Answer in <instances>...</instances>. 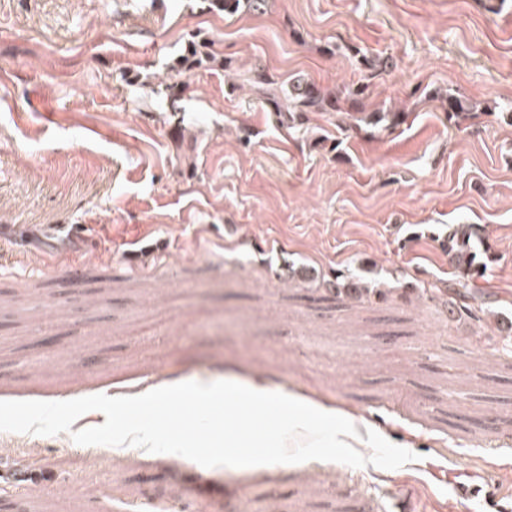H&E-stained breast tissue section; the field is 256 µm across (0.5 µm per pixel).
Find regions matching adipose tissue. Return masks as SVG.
Instances as JSON below:
<instances>
[{
    "instance_id": "1",
    "label": "adipose tissue",
    "mask_w": 512,
    "mask_h": 512,
    "mask_svg": "<svg viewBox=\"0 0 512 512\" xmlns=\"http://www.w3.org/2000/svg\"><path fill=\"white\" fill-rule=\"evenodd\" d=\"M224 418L231 425L224 445L234 451L233 465L250 467L262 473L275 460L260 452L269 426H276L279 447L300 444L318 427L334 425L337 447L354 450L369 445L370 434L350 414L338 413L291 391L269 394L257 388L244 393L241 403L226 408Z\"/></svg>"
}]
</instances>
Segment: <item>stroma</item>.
I'll return each mask as SVG.
<instances>
[{"mask_svg":"<svg viewBox=\"0 0 512 512\" xmlns=\"http://www.w3.org/2000/svg\"><path fill=\"white\" fill-rule=\"evenodd\" d=\"M208 62L179 67L190 42ZM365 86L353 107L281 125L249 85ZM179 74L182 92L163 88ZM484 104L449 126L444 94ZM60 224L86 225L72 242ZM477 224L481 277L443 235ZM78 262L79 286L63 266ZM440 303L324 299L287 263ZM512 0H0V401L143 392L146 381L288 388L381 433L348 454L331 428L260 478L182 456L0 432V512H486L512 493ZM52 346H43L45 338ZM80 475L81 487L71 486ZM212 5L224 14H236L242 11L262 12L267 6L268 0H210ZM407 112H361V117H355L357 122L367 126L379 127L381 130H391L407 118Z\"/></svg>","mask_w":512,"mask_h":512,"instance_id":"35a3bbf8","label":"stroma"}]
</instances>
